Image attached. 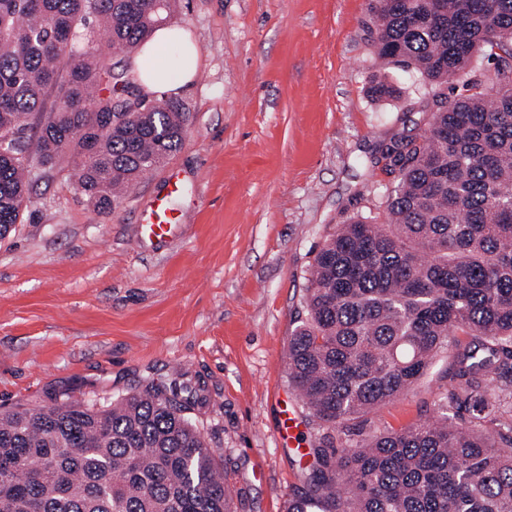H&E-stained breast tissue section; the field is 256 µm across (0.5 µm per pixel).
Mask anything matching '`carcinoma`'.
Wrapping results in <instances>:
<instances>
[{"mask_svg":"<svg viewBox=\"0 0 512 512\" xmlns=\"http://www.w3.org/2000/svg\"><path fill=\"white\" fill-rule=\"evenodd\" d=\"M170 10L0 0L1 239L22 223L33 165L68 171L104 213L182 147L191 113L129 108L140 92L110 66ZM372 11L378 58L442 92L425 135L382 146L397 175L385 222L338 225L307 277L288 381L325 433L286 512H512V0H373ZM479 59L494 63L488 87L467 78ZM451 343L434 416L336 448L331 430L405 395ZM201 403L200 389L174 385L100 407L0 410V512H237L190 416Z\"/></svg>","mask_w":512,"mask_h":512,"instance_id":"cac0c4a2","label":"carcinoma"}]
</instances>
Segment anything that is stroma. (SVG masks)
Here are the masks:
<instances>
[{"mask_svg":"<svg viewBox=\"0 0 512 512\" xmlns=\"http://www.w3.org/2000/svg\"><path fill=\"white\" fill-rule=\"evenodd\" d=\"M371 0H174L169 24L200 60L177 99L183 146L111 212L66 175H38L0 239V408L67 397L103 405L175 377L201 384L195 420L242 512H285L315 424L288 383V338L319 246L359 213L383 216L395 178L377 158L421 135L426 85L373 53ZM398 88L379 99V75ZM164 198L176 226L140 231ZM453 349L406 395L336 431L337 446L432 416ZM297 446L277 436L282 409Z\"/></svg>","mask_w":512,"mask_h":512,"instance_id":"35a3bbf8","label":"stroma"}]
</instances>
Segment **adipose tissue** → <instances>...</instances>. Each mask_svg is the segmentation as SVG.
Instances as JSON below:
<instances>
[{
  "instance_id": "ef3b65f1",
  "label": "adipose tissue",
  "mask_w": 512,
  "mask_h": 512,
  "mask_svg": "<svg viewBox=\"0 0 512 512\" xmlns=\"http://www.w3.org/2000/svg\"><path fill=\"white\" fill-rule=\"evenodd\" d=\"M199 49L190 33L178 26L155 29L132 60L133 82L144 95L181 93L196 74Z\"/></svg>"
}]
</instances>
